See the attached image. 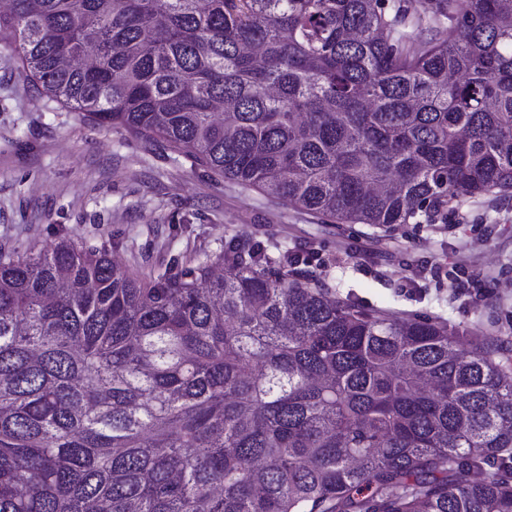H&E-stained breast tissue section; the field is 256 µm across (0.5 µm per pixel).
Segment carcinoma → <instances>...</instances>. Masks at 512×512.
Returning a JSON list of instances; mask_svg holds the SVG:
<instances>
[{"instance_id":"cac0c4a2","label":"carcinoma","mask_w":512,"mask_h":512,"mask_svg":"<svg viewBox=\"0 0 512 512\" xmlns=\"http://www.w3.org/2000/svg\"><path fill=\"white\" fill-rule=\"evenodd\" d=\"M2 45L50 100L333 224L512 194V0H11ZM297 263L0 257V512H512L498 340Z\"/></svg>"}]
</instances>
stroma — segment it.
<instances>
[{"label": "stroma", "mask_w": 512, "mask_h": 512, "mask_svg": "<svg viewBox=\"0 0 512 512\" xmlns=\"http://www.w3.org/2000/svg\"><path fill=\"white\" fill-rule=\"evenodd\" d=\"M62 238L143 273L258 241L274 257L312 255L307 282L333 296L440 319L469 351L477 336L512 349V197L461 198L444 224H328L47 100L0 47V251Z\"/></svg>", "instance_id": "stroma-1"}]
</instances>
